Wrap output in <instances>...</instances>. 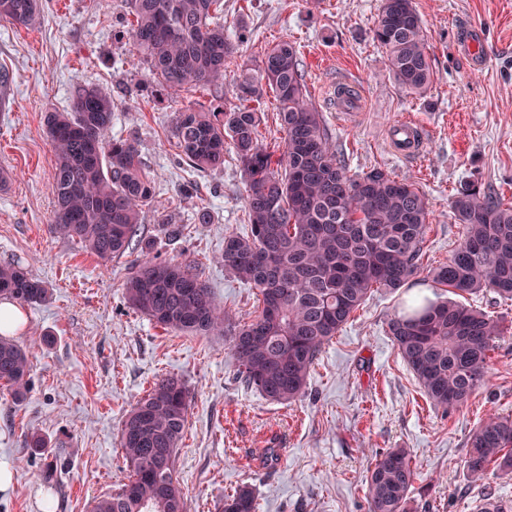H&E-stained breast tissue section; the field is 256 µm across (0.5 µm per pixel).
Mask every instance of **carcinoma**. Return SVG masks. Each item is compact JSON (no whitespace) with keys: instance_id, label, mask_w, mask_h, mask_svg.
Here are the masks:
<instances>
[{"instance_id":"cac0c4a2","label":"carcinoma","mask_w":512,"mask_h":512,"mask_svg":"<svg viewBox=\"0 0 512 512\" xmlns=\"http://www.w3.org/2000/svg\"><path fill=\"white\" fill-rule=\"evenodd\" d=\"M126 34L154 77L152 89L177 96L224 83L243 41L224 32V0H124ZM39 0H0V20L32 25ZM373 38L395 81L426 92L434 70L413 0H382ZM229 112L199 103L175 109L172 135L179 158L200 173L224 167L230 144L248 184V232L224 234V268L258 290L261 305L245 321L224 312L192 261L153 253L139 236L144 209L155 199L133 141L114 137L112 97L79 85L67 112H50L46 133L56 165L51 185L54 229L79 240L103 261L140 252L123 284L132 310L187 336L224 334L238 377L274 402L304 396L314 360L376 288L397 290L421 271L429 208L413 183L381 169L352 174L332 143L323 112L311 99L297 46L267 49L237 86ZM273 93L284 140L279 152L260 139L256 107ZM461 241L448 263L427 272L456 293L489 289L512 299V206L482 185L466 182L451 201ZM19 303L48 300V288L19 264L0 266V296ZM388 331L424 394L438 409L466 404L488 382L490 352L501 335L485 312L453 300L417 296L402 303ZM27 351L0 337V382L21 400L28 392ZM189 393L164 378L124 416L121 448L128 482L95 498L90 512H186L175 477ZM467 473L512 474V417L490 414L469 438ZM417 477L408 452L379 454L367 477L369 512H404ZM248 486L224 502V512H255Z\"/></svg>"}]
</instances>
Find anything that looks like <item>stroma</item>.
I'll use <instances>...</instances> for the list:
<instances>
[{
    "mask_svg": "<svg viewBox=\"0 0 512 512\" xmlns=\"http://www.w3.org/2000/svg\"><path fill=\"white\" fill-rule=\"evenodd\" d=\"M380 4L224 0L226 33L246 35L240 55L221 92H185L180 101L232 109L240 67L257 68L265 48L295 42L312 100L350 172L380 168L425 193L422 263L430 268L446 263L460 241L450 199L461 183L478 182L512 205V0H413L435 72L421 95L398 86L372 37ZM123 9L122 0H42L34 25L0 21V70L10 76L0 104V265L21 263L50 290L48 301L22 305L24 322L11 334L31 369L23 401L0 387V467L11 474L0 512H89L94 498L118 491L128 475L122 418L168 376L189 390L175 460L187 512H220L225 496L245 485L255 490L257 512H368L369 468L390 448L406 449L418 472L405 512H476L488 497L511 501L512 475L477 481L463 459L482 419L512 416V300L488 290L460 297L502 330L488 385L462 407L435 408L388 334L402 300L418 292L451 297L450 288L419 277L396 291L375 290L323 347L304 397L276 403L238 379L228 337L166 331L127 307L130 256L100 260L52 229L55 153L45 115L68 109L76 85H96L117 106L113 134L136 143L157 187L142 237L161 257L195 261L233 319L258 305L256 290L221 260L225 233L247 229V187L234 151L204 175L178 159L172 103L136 93L151 75L118 37ZM468 26L484 34L487 64L478 72L457 52ZM339 82L357 89L355 112L333 105ZM406 114L423 126V153L414 158L395 153L386 137ZM202 208L205 224L195 218ZM165 220L182 225V237H165ZM35 434L42 450L29 446ZM272 438L280 454L260 464L255 454Z\"/></svg>",
    "mask_w": 512,
    "mask_h": 512,
    "instance_id": "35a3bbf8",
    "label": "stroma"
}]
</instances>
